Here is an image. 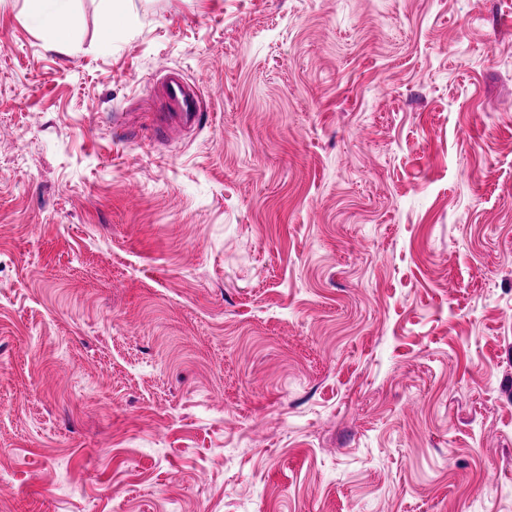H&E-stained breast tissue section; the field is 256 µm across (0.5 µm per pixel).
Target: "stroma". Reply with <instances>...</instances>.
I'll list each match as a JSON object with an SVG mask.
<instances>
[{
  "label": "stroma",
  "mask_w": 512,
  "mask_h": 512,
  "mask_svg": "<svg viewBox=\"0 0 512 512\" xmlns=\"http://www.w3.org/2000/svg\"><path fill=\"white\" fill-rule=\"evenodd\" d=\"M25 8L0 512H512V0ZM32 5L29 20L37 28L55 36L52 44L61 50L72 46L70 34L77 27L72 0H28ZM159 85L169 109L166 120L171 119L180 129L198 125L202 103L199 85L189 82L178 69L168 70Z\"/></svg>",
  "instance_id": "35a3bbf8"
}]
</instances>
